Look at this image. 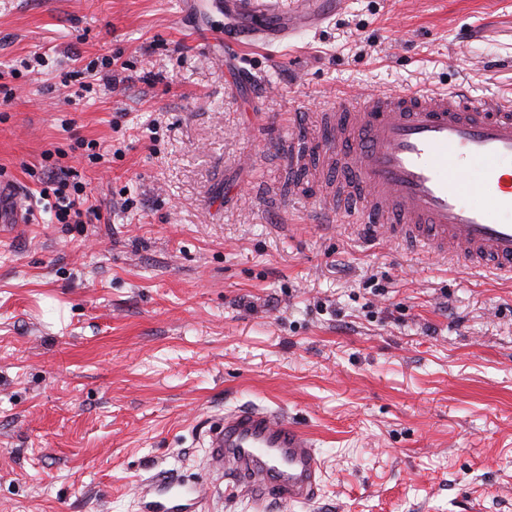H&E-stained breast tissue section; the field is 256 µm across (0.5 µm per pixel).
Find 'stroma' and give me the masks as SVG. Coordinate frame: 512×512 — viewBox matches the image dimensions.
<instances>
[{"instance_id":"35a3bbf8","label":"stroma","mask_w":512,"mask_h":512,"mask_svg":"<svg viewBox=\"0 0 512 512\" xmlns=\"http://www.w3.org/2000/svg\"><path fill=\"white\" fill-rule=\"evenodd\" d=\"M104 57L87 98L61 84ZM11 67L0 179L31 218L0 233V512H140L158 472L203 512H512V280L319 223L288 153L339 94L512 98V0H345L233 50L196 0H0ZM48 151L100 223H56ZM253 404L313 438L312 502L209 484L205 430Z\"/></svg>"}]
</instances>
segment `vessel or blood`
<instances>
[{"instance_id": "1", "label": "vessel or blood", "mask_w": 512, "mask_h": 512, "mask_svg": "<svg viewBox=\"0 0 512 512\" xmlns=\"http://www.w3.org/2000/svg\"><path fill=\"white\" fill-rule=\"evenodd\" d=\"M229 7L225 30L271 45L322 26L343 0H212ZM331 143L322 160L345 155L353 178L321 205L368 228L372 239L448 258L473 273L512 276V101L458 89L367 93L327 109ZM4 224L27 218L16 186ZM222 479L241 494L281 502L317 497L321 466L311 437L265 407H238L204 433Z\"/></svg>"}]
</instances>
